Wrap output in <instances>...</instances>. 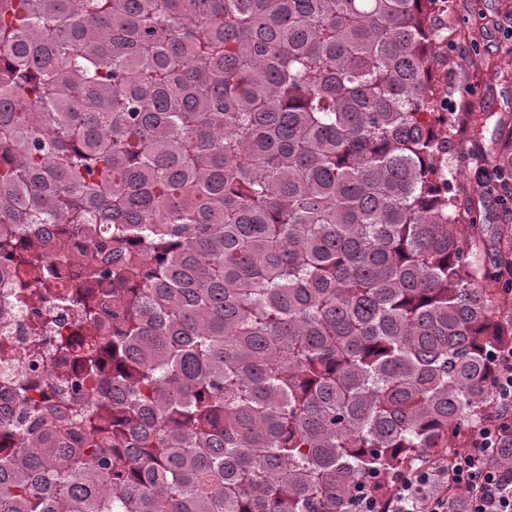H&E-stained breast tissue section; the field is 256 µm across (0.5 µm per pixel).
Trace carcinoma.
Instances as JSON below:
<instances>
[{
  "label": "carcinoma",
  "instance_id": "obj_1",
  "mask_svg": "<svg viewBox=\"0 0 512 512\" xmlns=\"http://www.w3.org/2000/svg\"><path fill=\"white\" fill-rule=\"evenodd\" d=\"M435 3L0 0V258L30 236L55 362L0 512H360L495 408L512 276L448 186ZM45 318L56 325L49 335L47 346H52L57 340L67 339L71 335L74 315L72 311H63L60 307L51 305L47 308Z\"/></svg>",
  "mask_w": 512,
  "mask_h": 512
}]
</instances>
